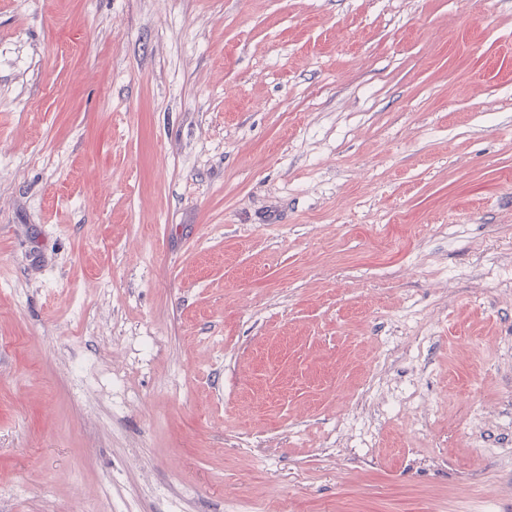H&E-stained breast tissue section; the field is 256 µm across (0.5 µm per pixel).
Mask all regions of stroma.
Instances as JSON below:
<instances>
[{
  "mask_svg": "<svg viewBox=\"0 0 512 512\" xmlns=\"http://www.w3.org/2000/svg\"><path fill=\"white\" fill-rule=\"evenodd\" d=\"M0 512H512V0H0Z\"/></svg>",
  "mask_w": 512,
  "mask_h": 512,
  "instance_id": "stroma-1",
  "label": "stroma"
}]
</instances>
